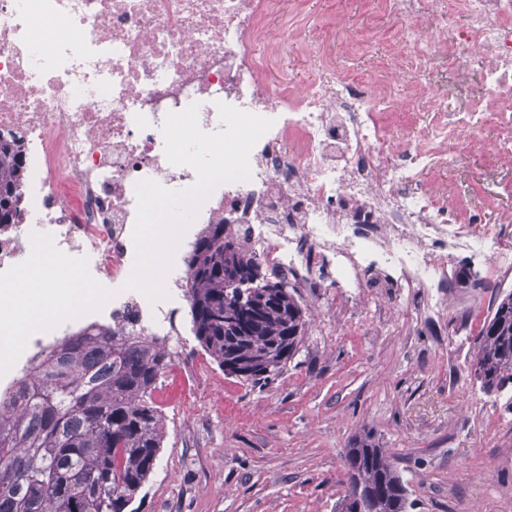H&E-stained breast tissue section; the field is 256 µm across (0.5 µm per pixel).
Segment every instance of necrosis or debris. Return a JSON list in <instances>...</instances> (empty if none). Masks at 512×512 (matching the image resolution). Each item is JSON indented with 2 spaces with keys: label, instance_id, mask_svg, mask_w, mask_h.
I'll return each instance as SVG.
<instances>
[{
  "label": "necrosis or debris",
  "instance_id": "obj_1",
  "mask_svg": "<svg viewBox=\"0 0 512 512\" xmlns=\"http://www.w3.org/2000/svg\"><path fill=\"white\" fill-rule=\"evenodd\" d=\"M395 23L386 57L426 100L413 134L380 120L386 94L328 66L294 91L269 79L260 43L287 41L302 19L287 0H0V140L18 141L27 178L18 223L0 225V288H19L40 249L49 268H77L75 289L102 302L28 330L23 350L0 362V382L34 381L49 337L108 325L128 335H179L188 270L174 267L169 297L151 303L125 289L136 250L135 186L149 178L181 190L192 168L170 164L167 113L199 105L203 131L221 130L224 103L272 119L250 153L251 177L218 186L183 234L189 253L208 224H238L249 254L301 288H382L389 304L423 294V319L447 306L453 262L482 281L512 271V210L483 224L421 174L448 167L449 147L491 148L512 192V0H383ZM464 25H457V18ZM476 82L467 117L448 113L449 84Z\"/></svg>",
  "mask_w": 512,
  "mask_h": 512
}]
</instances>
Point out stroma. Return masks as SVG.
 <instances>
[{
    "instance_id": "1",
    "label": "stroma",
    "mask_w": 512,
    "mask_h": 512,
    "mask_svg": "<svg viewBox=\"0 0 512 512\" xmlns=\"http://www.w3.org/2000/svg\"><path fill=\"white\" fill-rule=\"evenodd\" d=\"M330 22L319 40L357 31L389 39L379 0H304ZM301 43L280 50L272 79L301 88L318 78ZM495 159L478 148L428 180L461 205L478 200ZM499 288L453 286L448 313L469 307L467 332L434 338L418 313L387 309L379 289L351 302L341 289H295L308 318L298 352L254 386L224 371L188 335L158 396L164 437L138 512H336L348 485L342 452L362 427L395 456L412 512H512V387L483 394L473 343Z\"/></svg>"
}]
</instances>
